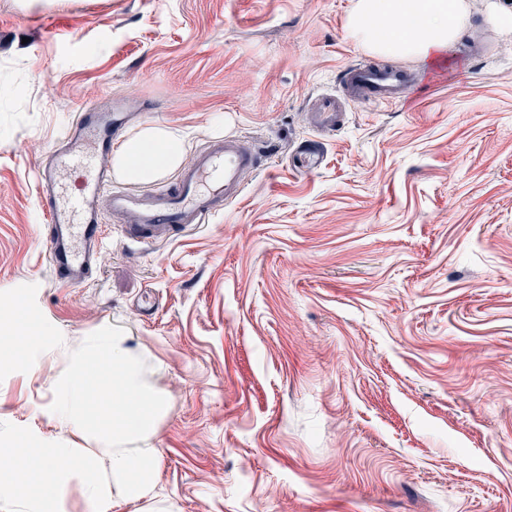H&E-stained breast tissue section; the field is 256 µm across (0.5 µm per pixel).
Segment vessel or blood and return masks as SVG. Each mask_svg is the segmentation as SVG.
I'll list each match as a JSON object with an SVG mask.
<instances>
[{
	"instance_id": "obj_1",
	"label": "vessel or blood",
	"mask_w": 512,
	"mask_h": 512,
	"mask_svg": "<svg viewBox=\"0 0 512 512\" xmlns=\"http://www.w3.org/2000/svg\"><path fill=\"white\" fill-rule=\"evenodd\" d=\"M418 82V77L370 62L353 65L342 75L344 93L359 104L402 103ZM314 110L322 129L338 126V99H318ZM111 147V138H100L97 125L81 116L43 163L37 199L52 226L49 257L58 286L81 284L96 267L102 241L101 203H108L114 218L133 215V224L125 229L127 237L153 239L205 223L241 195L246 176L257 167L254 151L242 139L229 136L201 148L194 163L177 173L175 190H116L111 169L95 159ZM74 170L81 172L82 181L71 193L61 175Z\"/></svg>"
}]
</instances>
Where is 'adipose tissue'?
<instances>
[{"label": "adipose tissue", "instance_id": "1", "mask_svg": "<svg viewBox=\"0 0 512 512\" xmlns=\"http://www.w3.org/2000/svg\"><path fill=\"white\" fill-rule=\"evenodd\" d=\"M468 15L466 0H356L349 33L377 53L425 59L453 46ZM186 146L178 130L141 125L114 148L112 171L133 183L159 179L182 165Z\"/></svg>", "mask_w": 512, "mask_h": 512}]
</instances>
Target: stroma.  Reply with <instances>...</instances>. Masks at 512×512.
<instances>
[{
    "label": "stroma",
    "instance_id": "35a3bbf8",
    "mask_svg": "<svg viewBox=\"0 0 512 512\" xmlns=\"http://www.w3.org/2000/svg\"><path fill=\"white\" fill-rule=\"evenodd\" d=\"M354 0H0V299L48 327L0 369V422L89 448L50 406L70 352L122 328L167 399L146 496L109 512H512V34L469 0L428 59L367 52ZM369 61L425 76L398 106L311 97ZM242 137L243 195L164 241L109 210L57 287L36 197L76 116ZM313 111L317 112V123L323 130L334 131L336 129L339 124V112H342L337 98L325 96L315 100Z\"/></svg>",
    "mask_w": 512,
    "mask_h": 512
}]
</instances>
